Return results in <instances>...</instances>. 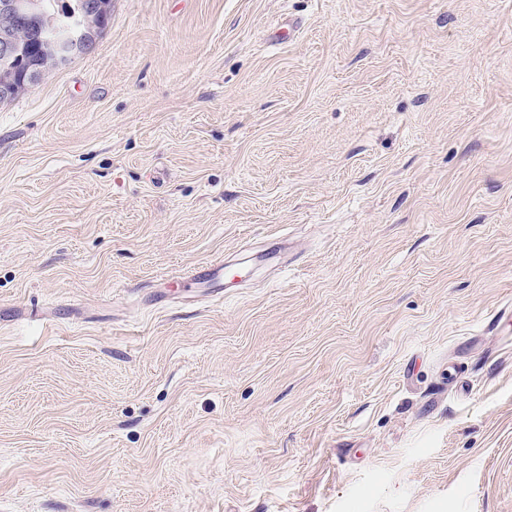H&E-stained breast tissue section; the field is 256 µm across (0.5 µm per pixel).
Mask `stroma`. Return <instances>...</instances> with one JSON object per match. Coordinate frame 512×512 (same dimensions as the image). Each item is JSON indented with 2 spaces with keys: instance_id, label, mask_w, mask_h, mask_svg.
Instances as JSON below:
<instances>
[{
  "instance_id": "35a3bbf8",
  "label": "stroma",
  "mask_w": 512,
  "mask_h": 512,
  "mask_svg": "<svg viewBox=\"0 0 512 512\" xmlns=\"http://www.w3.org/2000/svg\"><path fill=\"white\" fill-rule=\"evenodd\" d=\"M508 308L512 0H112L0 101V512H512ZM239 273L228 272V265L224 264V259H215L210 261L203 271H188L178 277L162 276L157 281L156 288H173L186 291L189 288H217L220 293L223 292L222 285L225 276H235Z\"/></svg>"
}]
</instances>
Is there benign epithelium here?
Returning <instances> with one entry per match:
<instances>
[{
  "label": "benign epithelium",
  "mask_w": 512,
  "mask_h": 512,
  "mask_svg": "<svg viewBox=\"0 0 512 512\" xmlns=\"http://www.w3.org/2000/svg\"><path fill=\"white\" fill-rule=\"evenodd\" d=\"M0 16L25 19L29 24L30 41L59 67L67 64L85 48V22L91 19L100 25L105 22L108 16V2L92 0L78 10L71 11L67 15V20L62 21L44 11L42 0H0ZM40 76L39 70L31 69L25 80L20 83L11 75L0 77V97L8 98L20 88L36 84Z\"/></svg>",
  "instance_id": "7a95c632"
}]
</instances>
